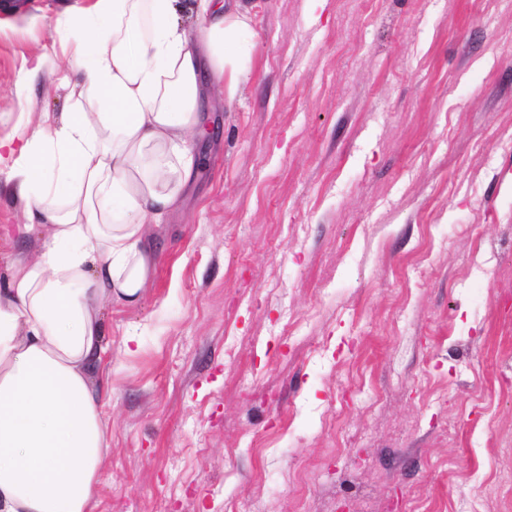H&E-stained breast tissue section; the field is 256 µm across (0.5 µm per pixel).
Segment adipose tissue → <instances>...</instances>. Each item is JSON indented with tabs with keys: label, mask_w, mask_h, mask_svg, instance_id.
<instances>
[{
	"label": "adipose tissue",
	"mask_w": 512,
	"mask_h": 512,
	"mask_svg": "<svg viewBox=\"0 0 512 512\" xmlns=\"http://www.w3.org/2000/svg\"><path fill=\"white\" fill-rule=\"evenodd\" d=\"M179 0H94L66 16L75 102L32 136L0 137L5 188L25 236L0 279V512H91L104 464L106 303L140 301L154 225L194 176L188 143L214 93L248 71L241 0H191L207 20L190 44ZM97 109H87L89 101Z\"/></svg>",
	"instance_id": "ef3b65f1"
}]
</instances>
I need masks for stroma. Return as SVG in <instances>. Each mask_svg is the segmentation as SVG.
<instances>
[{
    "label": "stroma",
    "instance_id": "35a3bbf8",
    "mask_svg": "<svg viewBox=\"0 0 512 512\" xmlns=\"http://www.w3.org/2000/svg\"><path fill=\"white\" fill-rule=\"evenodd\" d=\"M250 72L107 307L92 512H512V0H244ZM0 13V137L69 111Z\"/></svg>",
    "mask_w": 512,
    "mask_h": 512
}]
</instances>
